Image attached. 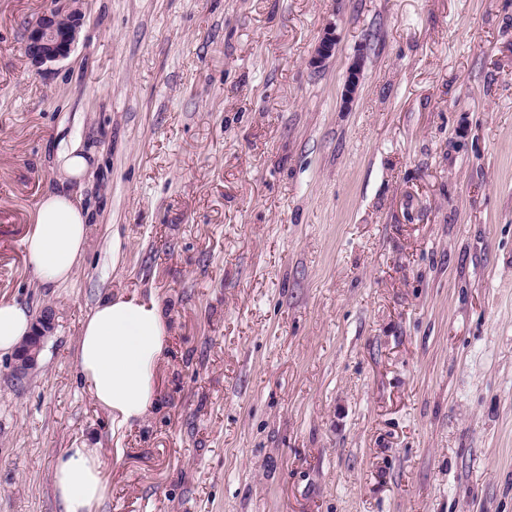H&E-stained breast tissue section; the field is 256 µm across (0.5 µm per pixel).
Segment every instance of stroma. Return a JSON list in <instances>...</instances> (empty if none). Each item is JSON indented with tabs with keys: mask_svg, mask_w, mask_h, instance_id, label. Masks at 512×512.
<instances>
[{
	"mask_svg": "<svg viewBox=\"0 0 512 512\" xmlns=\"http://www.w3.org/2000/svg\"><path fill=\"white\" fill-rule=\"evenodd\" d=\"M50 2L0 0V300L54 317L0 356V512H59L84 447L101 512H512V0H84L37 69ZM76 142L90 247L47 288L22 240ZM115 292L171 330L117 435L75 362ZM83 0H54L26 28L23 53L36 68L67 58L84 24ZM53 326V314L50 309L43 311L38 319L36 332L22 343L14 354L13 369L18 376H25L37 366L39 352L45 337L48 336ZM60 512H100L110 492L97 448H65L52 472Z\"/></svg>",
	"mask_w": 512,
	"mask_h": 512,
	"instance_id": "35a3bbf8",
	"label": "stroma"
}]
</instances>
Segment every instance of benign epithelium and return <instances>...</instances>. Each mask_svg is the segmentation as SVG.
Segmentation results:
<instances>
[{"instance_id": "1", "label": "benign epithelium", "mask_w": 512, "mask_h": 512, "mask_svg": "<svg viewBox=\"0 0 512 512\" xmlns=\"http://www.w3.org/2000/svg\"><path fill=\"white\" fill-rule=\"evenodd\" d=\"M83 0H52L47 9L32 19L26 28L23 53L36 68L67 58L75 47L84 24ZM336 45L332 30L319 42L310 64L319 67L333 53ZM53 326L52 311L46 309L38 319L36 332L14 354V372L23 377L37 366L45 337Z\"/></svg>"}]
</instances>
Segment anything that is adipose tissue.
Here are the masks:
<instances>
[{
	"label": "adipose tissue",
	"instance_id": "1",
	"mask_svg": "<svg viewBox=\"0 0 512 512\" xmlns=\"http://www.w3.org/2000/svg\"><path fill=\"white\" fill-rule=\"evenodd\" d=\"M65 177L45 194L23 239L25 258L38 281L58 286L72 279L85 254L91 214L74 187L88 161L79 147L62 153ZM33 328L18 304L0 301V353H11ZM169 337L157 299L115 294L100 300L83 323L76 344L79 374L95 402L112 418L113 432L141 422L156 395V376ZM52 484L61 512H100L110 487L98 449L66 448L57 456Z\"/></svg>",
	"mask_w": 512,
	"mask_h": 512
}]
</instances>
